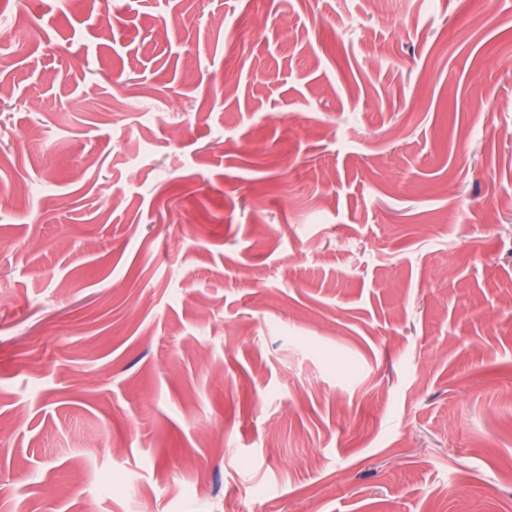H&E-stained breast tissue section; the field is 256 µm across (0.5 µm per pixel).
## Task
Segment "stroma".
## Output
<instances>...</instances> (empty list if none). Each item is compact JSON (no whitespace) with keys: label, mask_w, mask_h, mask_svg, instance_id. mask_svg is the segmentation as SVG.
<instances>
[{"label":"stroma","mask_w":512,"mask_h":512,"mask_svg":"<svg viewBox=\"0 0 512 512\" xmlns=\"http://www.w3.org/2000/svg\"><path fill=\"white\" fill-rule=\"evenodd\" d=\"M512 512V0H0V512Z\"/></svg>","instance_id":"35a3bbf8"}]
</instances>
